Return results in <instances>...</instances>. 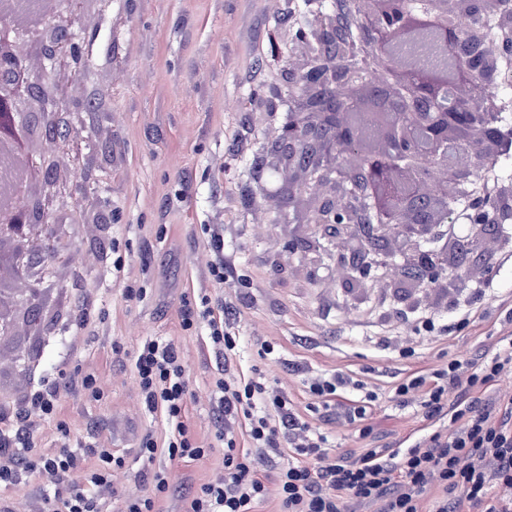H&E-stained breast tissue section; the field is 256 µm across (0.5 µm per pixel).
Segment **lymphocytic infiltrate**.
<instances>
[{
    "mask_svg": "<svg viewBox=\"0 0 512 512\" xmlns=\"http://www.w3.org/2000/svg\"><path fill=\"white\" fill-rule=\"evenodd\" d=\"M184 329L204 331L215 353L232 361L239 338L229 315H218L209 295L185 302ZM473 362L449 358L446 367L415 374L397 384L403 405L429 418H448L447 427L422 436L403 450L363 449L354 459L330 454L326 433L295 412L259 368L249 375L225 372L211 382L217 419L215 437L224 448L222 471L187 496L183 512H256L268 494V469H275L279 512H348L350 504H374L377 512H512V398L469 401L463 390L489 388L512 372V335ZM142 405L163 416L164 439H142L139 455L153 462L197 461L209 451L199 445L186 420V369L177 346L148 338L134 355ZM311 414L332 413L371 433L365 419L377 399L367 382L343 373L314 372L306 378ZM56 382L43 380L13 401L11 416L0 414V484H16L29 472L50 486L63 483L77 466L70 450L28 455L31 416L51 417L58 403ZM287 465L274 467L282 453ZM98 467L66 497L44 494L39 512H103L113 490L111 468L123 466L110 449L89 447Z\"/></svg>",
    "mask_w": 512,
    "mask_h": 512,
    "instance_id": "1",
    "label": "lymphocytic infiltrate"
}]
</instances>
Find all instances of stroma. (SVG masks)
<instances>
[{
	"mask_svg": "<svg viewBox=\"0 0 512 512\" xmlns=\"http://www.w3.org/2000/svg\"><path fill=\"white\" fill-rule=\"evenodd\" d=\"M77 16L94 29L84 40L81 64L69 81L67 99L83 107L82 120L104 152L94 161L93 188L61 214L67 234L65 259L49 283L63 315L40 345L37 371L18 368V352L0 355V412L9 413L16 393L47 377L59 379L53 416L35 422L33 452H78L67 494L81 484L97 459L81 455L99 444L123 457L112 469L115 489L108 512H122L126 499L145 493L148 470L137 457L145 434L161 435V416L145 411L133 358L148 336L172 340L187 369L191 430L213 446L211 382L224 367L200 332L184 330L185 300L208 291L230 308L244 346L241 369L258 366L297 410L309 401L307 371L367 376L378 393L369 422L378 448H402L432 422L417 408L401 407L393 388L417 370L432 371L449 357L474 361L495 352L512 333V263L481 255L476 264L492 280L491 293L469 298L462 280L449 278L453 293L435 306L449 321L458 303L473 300L481 312L451 337L417 336L408 306L374 307L369 296H345L342 273L313 269L286 243L300 231L302 208L265 194L266 173L253 167L290 118L293 104L285 70L297 48L289 34L296 21L312 19L305 0H84ZM260 97H250L252 88ZM224 227L230 264L223 284L208 275L210 252L203 225ZM118 252H111V242ZM125 269L113 276L115 254ZM143 288L142 299L128 289ZM85 327L73 331L72 323ZM397 327L412 358L387 343L385 326ZM275 352L260 358L261 343ZM93 375L98 395L81 379ZM171 472L168 512L181 498L222 468V453L184 466L158 456ZM41 476L0 486L10 512H37Z\"/></svg>",
	"mask_w": 512,
	"mask_h": 512,
	"instance_id": "stroma-1",
	"label": "stroma"
}]
</instances>
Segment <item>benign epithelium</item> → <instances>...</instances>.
Wrapping results in <instances>:
<instances>
[{
	"mask_svg": "<svg viewBox=\"0 0 512 512\" xmlns=\"http://www.w3.org/2000/svg\"><path fill=\"white\" fill-rule=\"evenodd\" d=\"M11 0H0V111L8 121L0 123V148H12L20 174L0 172V266L8 265L15 276L28 283L26 293L0 291V337L18 333L23 325L41 329L53 318L56 309L47 302L48 289L42 287L46 274L62 261L54 247L63 234L57 212L77 193L87 194V185L76 178L61 176L33 150L34 142L48 146L47 155L58 161V154L73 148L90 160L103 146L77 125V113L62 103L56 73L57 60L64 44L77 47L81 28L72 20L58 22L44 17L39 27L27 29L18 20ZM461 13H448V0H428L421 24L402 21L393 29L380 28L378 18L383 5L389 11L401 0H356L360 19V40L340 42V50L367 57L388 71L397 73L386 90L394 100L401 85L409 81L415 67L406 65L394 47L410 41L424 28H447L454 18H465L477 11L499 18L502 42L512 43V16L503 15L499 0H463ZM327 24L318 15L308 37L298 43L304 60L288 69L292 98L300 111V121L283 128L271 145L267 167L274 173L275 193L289 201L313 193L308 210L311 235L301 246L307 254H318L325 244L341 240L344 247L336 263L346 271L342 288L353 292L367 287L359 264L369 241L381 239L389 259L384 261L382 286L400 293L402 300L415 297L416 281L403 273V263L426 265L430 253L422 248L436 233L433 212L448 213L450 175L456 185L466 183L485 159L498 154L501 147L498 113L490 104L457 114L435 97H428L418 112H393L389 125L372 112L356 113L373 120L374 131L386 130L388 138L380 149H369L355 142L357 126L344 119V112L322 96V86L309 77L318 67L328 76L327 85L336 91L349 85V79L336 75V59L323 51ZM37 38L41 64L34 69L25 43ZM479 28L468 33L466 44L472 59L479 63L484 78L495 83L503 73L495 67Z\"/></svg>",
	"mask_w": 512,
	"mask_h": 512,
	"instance_id": "1",
	"label": "benign epithelium"
}]
</instances>
